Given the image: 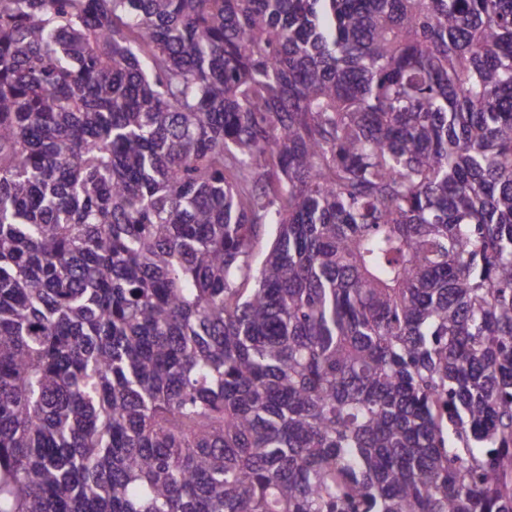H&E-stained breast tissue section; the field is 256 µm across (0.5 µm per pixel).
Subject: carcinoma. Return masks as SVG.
I'll return each instance as SVG.
<instances>
[{
	"label": "carcinoma",
	"instance_id": "carcinoma-1",
	"mask_svg": "<svg viewBox=\"0 0 512 512\" xmlns=\"http://www.w3.org/2000/svg\"><path fill=\"white\" fill-rule=\"evenodd\" d=\"M0 512H512V0H0Z\"/></svg>",
	"mask_w": 512,
	"mask_h": 512
}]
</instances>
